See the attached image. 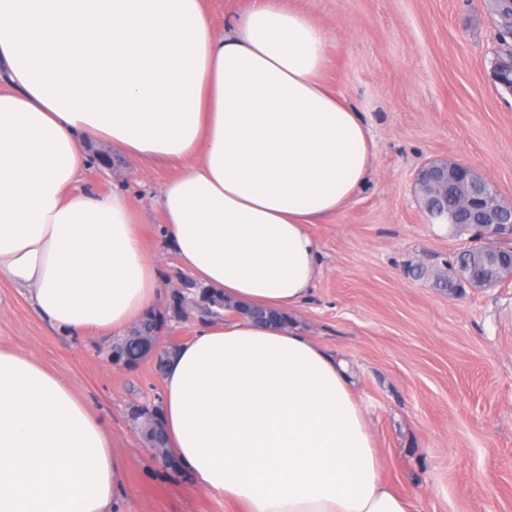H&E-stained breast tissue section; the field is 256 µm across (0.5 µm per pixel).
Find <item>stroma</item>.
<instances>
[{
    "label": "stroma",
    "instance_id": "35a3bbf8",
    "mask_svg": "<svg viewBox=\"0 0 512 512\" xmlns=\"http://www.w3.org/2000/svg\"><path fill=\"white\" fill-rule=\"evenodd\" d=\"M330 29L324 78L367 122L375 169L314 224L320 268L300 329L349 362L382 461L412 512H512V280L475 288L452 270L470 233L430 217L414 182L429 161L471 164L512 202V93L490 76L498 31L479 0H284ZM81 186L125 193L159 266L156 309L183 271L160 243L157 197L173 168L138 169L81 145ZM110 337L72 336L0 281V349L31 355L105 417L126 461L114 512H238L156 464L129 426L161 395L151 362L112 366Z\"/></svg>",
    "mask_w": 512,
    "mask_h": 512
}]
</instances>
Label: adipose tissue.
I'll return each mask as SVG.
<instances>
[{"mask_svg": "<svg viewBox=\"0 0 512 512\" xmlns=\"http://www.w3.org/2000/svg\"><path fill=\"white\" fill-rule=\"evenodd\" d=\"M328 28L253 0L217 34L206 0H0V279L59 331L120 333L156 295L128 197L80 186L81 140L170 163L161 235L223 295L162 376L168 446L243 512H410L381 476L344 362L287 324L324 224L375 163L324 79ZM126 464L107 420L35 357L0 350V512H112Z\"/></svg>", "mask_w": 512, "mask_h": 512, "instance_id": "1", "label": "adipose tissue"}]
</instances>
